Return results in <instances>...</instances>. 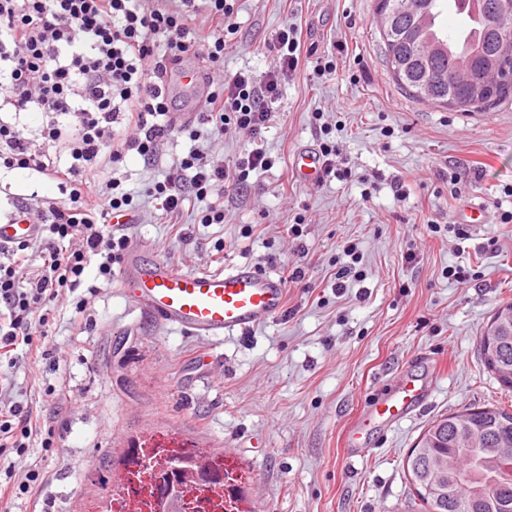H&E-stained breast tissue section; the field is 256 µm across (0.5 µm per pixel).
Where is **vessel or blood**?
<instances>
[{
	"label": "vessel or blood",
	"mask_w": 512,
	"mask_h": 512,
	"mask_svg": "<svg viewBox=\"0 0 512 512\" xmlns=\"http://www.w3.org/2000/svg\"><path fill=\"white\" fill-rule=\"evenodd\" d=\"M295 170L302 179H317L321 165L316 153L299 152ZM121 287L140 308L173 329L215 341L269 322L286 304V285L280 276L247 265L183 273L137 250L126 263ZM434 393L433 385L412 378L398 389L375 394L349 432L350 446L366 455L372 428L398 426Z\"/></svg>",
	"instance_id": "b4317fda"
}]
</instances>
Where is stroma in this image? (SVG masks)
I'll list each match as a JSON object with an SVG mask.
<instances>
[{
	"instance_id": "obj_1",
	"label": "stroma",
	"mask_w": 512,
	"mask_h": 512,
	"mask_svg": "<svg viewBox=\"0 0 512 512\" xmlns=\"http://www.w3.org/2000/svg\"><path fill=\"white\" fill-rule=\"evenodd\" d=\"M237 5L225 75L267 72L278 57L275 32L286 22L301 32V66L281 87L279 122L259 140L235 129L195 141L177 132L154 164L131 152L91 177L103 184L116 173L141 191L193 149L228 162L262 149L273 167L225 192L223 223H202L207 198H189L176 215L144 199L128 234L181 272L248 264L284 277L301 264L306 277L288 284L286 313L221 342L154 319L116 281L92 298V325L75 324L73 305L59 308L51 341L68 378L61 438L52 459L37 445L26 457L43 464L56 512H95L96 467L111 463L121 484L122 450L150 447L162 431L175 434L176 447L228 456L247 475L242 501L251 512H417L404 463L427 425L512 404L479 352L496 306L512 302V223L500 221L512 210V98L454 112L403 91L372 25L375 0ZM323 124L339 173L301 182L296 155L319 147ZM472 200L482 202L484 222L462 238L459 212ZM347 245L360 263L344 256ZM452 265L466 268V283L449 279ZM431 373L432 405L395 431L372 429L374 452L349 457L347 430L373 390Z\"/></svg>"
}]
</instances>
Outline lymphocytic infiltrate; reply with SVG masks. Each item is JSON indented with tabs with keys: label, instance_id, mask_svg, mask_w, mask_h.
Segmentation results:
<instances>
[{
	"label": "lymphocytic infiltrate",
	"instance_id": "f902f5d3",
	"mask_svg": "<svg viewBox=\"0 0 512 512\" xmlns=\"http://www.w3.org/2000/svg\"><path fill=\"white\" fill-rule=\"evenodd\" d=\"M203 11L214 28L190 37V25ZM233 14L229 0H0V168L52 180L61 193L57 201L35 192L11 196V223L34 225L35 232L0 245V359L22 345L55 377L38 382L37 401L0 399V506L26 499L41 502V512H55L42 495L43 467L28 468L24 480L13 478L33 443L48 453L57 444L46 414L65 386L57 349L47 342L53 312L83 287L87 295L75 310L85 313L97 291L84 283L87 268L111 281L114 264L131 246L124 225L112 217L135 209L138 192L123 189L117 177L92 187V170L130 152L155 161L158 145L175 130L171 80L195 50L207 64L201 119L211 134L233 126L257 139L278 116L281 83L299 66L297 30L288 24L278 30L279 56L264 76L239 72L227 79L215 64L224 56ZM158 35L165 36V49L157 48ZM27 112L42 116L37 137L19 127ZM119 123L127 135L117 136ZM272 165L258 149L231 163L192 151L147 194L176 213L188 197L223 193L227 184Z\"/></svg>",
	"mask_w": 512,
	"mask_h": 512
}]
</instances>
